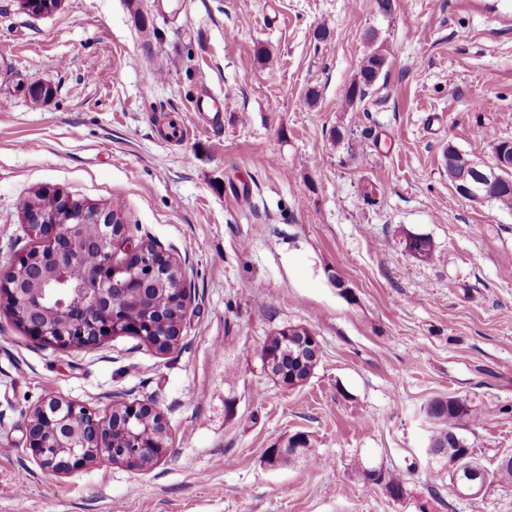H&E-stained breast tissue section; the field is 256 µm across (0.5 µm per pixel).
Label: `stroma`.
Segmentation results:
<instances>
[{
  "instance_id": "stroma-1",
  "label": "stroma",
  "mask_w": 512,
  "mask_h": 512,
  "mask_svg": "<svg viewBox=\"0 0 512 512\" xmlns=\"http://www.w3.org/2000/svg\"><path fill=\"white\" fill-rule=\"evenodd\" d=\"M139 3L153 35L127 0L44 17L0 0V264L32 244L19 201L49 187L121 204L191 284L164 353L124 335L38 345L0 305V512H512V486L454 492L425 412L465 398L481 421L457 434L488 469L512 455V212L458 197L443 160L451 145L490 164L492 137L512 139V0ZM374 47L385 69L344 107ZM37 82L50 100L24 92ZM206 89L217 131L193 108ZM289 326L320 347L297 388L259 356ZM50 392L102 416L150 404L166 458L45 473L24 446ZM297 432L307 456L266 465ZM364 469L401 474L403 497Z\"/></svg>"
}]
</instances>
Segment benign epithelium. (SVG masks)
Returning a JSON list of instances; mask_svg holds the SVG:
<instances>
[{"instance_id": "obj_1", "label": "benign epithelium", "mask_w": 512, "mask_h": 512, "mask_svg": "<svg viewBox=\"0 0 512 512\" xmlns=\"http://www.w3.org/2000/svg\"><path fill=\"white\" fill-rule=\"evenodd\" d=\"M511 171L512 156L501 151L492 167L469 159L454 191L465 200L487 202L502 174ZM44 196L40 207L22 213L36 246L0 268V301L33 342L86 348L119 335L122 326L125 334L144 338L150 316L131 321L128 309L143 308L148 293L168 284L186 314L190 288L168 255L135 241L107 210L79 204L58 190ZM88 224L98 226V236L85 235ZM90 252L99 260L87 271V288L77 304L62 292L70 288L72 269ZM167 435L164 416L146 403H118L100 417L50 395L30 415L25 448L53 474H71L97 460L141 470L166 457ZM446 459L456 494L475 498L485 493L490 472L478 458L460 452Z\"/></svg>"}]
</instances>
